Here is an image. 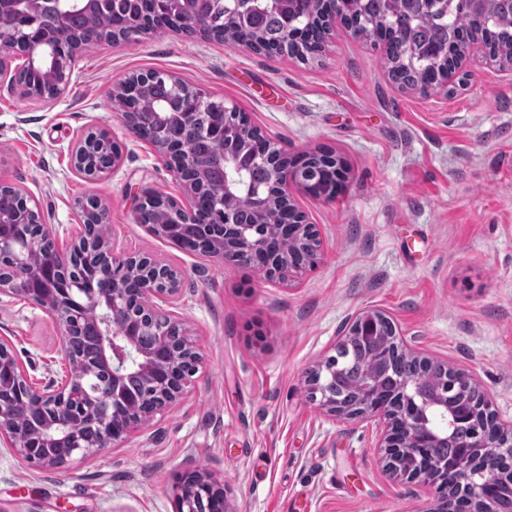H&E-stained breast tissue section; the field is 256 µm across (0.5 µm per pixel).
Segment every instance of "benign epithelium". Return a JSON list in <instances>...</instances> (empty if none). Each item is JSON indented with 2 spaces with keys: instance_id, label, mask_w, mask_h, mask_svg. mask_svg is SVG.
I'll return each mask as SVG.
<instances>
[{
  "instance_id": "benign-epithelium-1",
  "label": "benign epithelium",
  "mask_w": 512,
  "mask_h": 512,
  "mask_svg": "<svg viewBox=\"0 0 512 512\" xmlns=\"http://www.w3.org/2000/svg\"><path fill=\"white\" fill-rule=\"evenodd\" d=\"M76 10L93 16L97 0H0V79L6 73L12 44L22 40L28 45V68L31 71L57 66L62 83L68 84L72 74L70 63L77 51V41L70 29V17ZM326 21L330 28L340 26L349 37H358L356 26L336 9L330 10ZM173 88L176 95L184 98V106L193 112L224 108L198 89L188 92L177 84ZM109 142L110 136L104 130L91 136L84 135L72 151L76 171L87 176L96 174L97 148ZM152 146L188 199V206L177 204L173 209L176 220L171 224L172 232H188L194 228L190 221L194 197L209 188L203 168L194 161L186 143L177 148L159 142L152 143ZM264 159L269 162L271 184L276 188L274 199L288 207L289 223L279 225L280 232L294 247L282 253L270 246L265 237L235 223L233 213L226 206V201L235 196V186L227 183L213 200L218 223L224 225V240L209 246L207 254L229 263L259 267L266 277L288 282L315 266L322 245L318 229L308 222L305 213L295 204L288 187L298 184L310 192L327 194V184L319 183L320 172H330L332 185L337 186L342 177L341 165L334 158L323 155H308L300 161H293L272 144ZM77 209L83 226L81 234L70 241L65 251L38 257L31 254L24 228L33 220L42 225L47 235H54L53 228L43 223L40 211L30 208L29 218L0 211V254L10 253L16 257L15 274L0 275V293L7 292L35 303L58 325L69 368L68 376L60 384L53 380L41 389L29 387V397L38 406L51 408L57 413L45 431L38 434L43 446L48 447L62 437L73 448V455L86 458L125 441L135 427L132 423L117 429L127 408L119 396V380L129 370L141 372L158 393L168 398L169 405L184 395L189 377L172 365L169 358L137 351L136 339L144 328L153 329L157 346L185 354V360L195 366L200 362V355L195 341L189 336L185 337L183 344L171 347L170 329L182 327L179 319L173 317L166 325L152 321L156 301L170 303L179 295L182 272L153 257L116 252L108 242L96 241L95 228L103 223L105 206L98 202L92 208L79 201ZM135 258L145 264L141 291L148 300L137 316L129 314L127 291L118 278L112 279V288L107 294L85 302L67 305L56 297L58 288L71 292L69 272L74 266L99 274L104 268L126 269ZM79 320L98 326L99 364L111 369L114 382V391L109 399L91 404L90 421L98 431V439L91 442L83 437L86 422L74 419L67 409L68 395L86 376V372L78 369L72 355L78 336L74 323ZM352 336H362L371 342L381 360L390 361L399 353H407L424 364L431 363V359L407 347L394 322L380 310L359 312L343 330L338 344L345 343ZM336 369L337 365L328 358L309 371L308 399L334 417L353 422L379 419L383 424L381 447L384 448V467L392 478L436 487L438 507L434 512H447L451 490L465 498L469 504L468 512H498L496 487L505 485L512 489V475L506 476L499 467L500 462L512 460V423L498 421L489 397L482 396V403L474 410L462 402L450 408L446 376L427 388L419 380L401 378L395 381L392 389L384 391L379 387L376 374L367 369L355 400L343 405L336 399ZM437 410L445 411V416L452 419L467 418L477 412L486 419L484 429L472 437L473 451L461 455L451 469L446 461L425 458L424 449L448 438V428H437L429 421L428 413ZM2 439L22 460L44 470L58 469L72 459L69 455L59 462L48 456L32 455L29 448L32 435L17 427L10 411L0 403ZM215 497L226 499V491L223 484L207 473L192 471L178 476L176 499L181 501L183 512H200L202 503Z\"/></svg>"
}]
</instances>
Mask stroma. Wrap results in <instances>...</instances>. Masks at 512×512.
I'll list each match as a JSON object with an SVG mask.
<instances>
[{
	"label": "stroma",
	"mask_w": 512,
	"mask_h": 512,
	"mask_svg": "<svg viewBox=\"0 0 512 512\" xmlns=\"http://www.w3.org/2000/svg\"><path fill=\"white\" fill-rule=\"evenodd\" d=\"M149 70L236 107L288 155L336 156V196L291 189L320 233L315 268L269 280L137 222L143 192L181 196L111 101ZM459 76L447 92L403 88L380 46L339 30L302 63L165 29L79 55L57 100L0 89V179L38 203L56 241L79 233L74 204L94 197L116 251L182 269L175 312L200 352L178 404L94 457L46 471L0 446V512H175L176 477L194 470L223 482L231 512H432L434 490L386 473L380 424L327 415L306 376L378 309L512 420V67L473 52ZM96 129L121 161L90 179L71 154ZM0 341L33 384L62 374L61 333L37 305L0 294Z\"/></svg>",
	"instance_id": "35a3bbf8"
}]
</instances>
